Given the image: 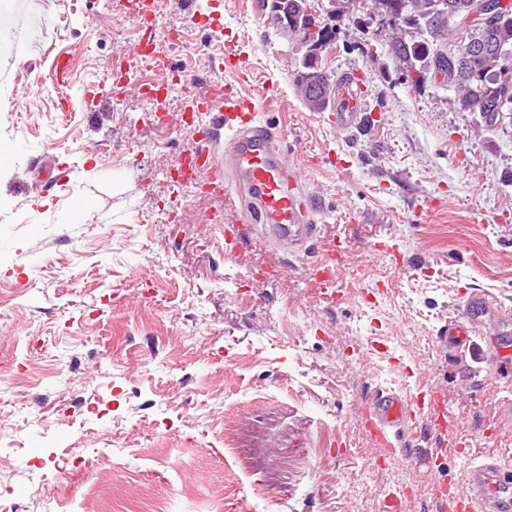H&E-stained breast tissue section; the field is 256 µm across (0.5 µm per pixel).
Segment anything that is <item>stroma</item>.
I'll list each match as a JSON object with an SVG mask.
<instances>
[{"label": "stroma", "mask_w": 512, "mask_h": 512, "mask_svg": "<svg viewBox=\"0 0 512 512\" xmlns=\"http://www.w3.org/2000/svg\"><path fill=\"white\" fill-rule=\"evenodd\" d=\"M183 2L154 16L135 0H0L14 16L0 60V493L23 512H379L403 488L405 512H436L423 460L438 437L420 424L405 456H380L365 399L377 385L445 392L454 476L512 455V382L436 340L472 292L512 310V120L459 111L443 76L401 81L362 0L321 54L364 90V124L336 130L297 94L298 56L258 0ZM210 12L221 28L199 23ZM150 43L195 70L199 99L217 83L254 97L276 85L267 118L319 157L299 171L323 207L306 253L250 224L225 245L212 217L231 201L178 181L193 130ZM229 43L250 82L225 73ZM59 52L73 64L61 88ZM164 83L160 128L149 91ZM338 236L350 276L332 306L303 269ZM271 418L268 465L250 467L236 438ZM70 452L85 467L58 474Z\"/></svg>", "instance_id": "stroma-1"}]
</instances>
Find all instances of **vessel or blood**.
Listing matches in <instances>:
<instances>
[{"label": "vessel or blood", "instance_id": "1", "mask_svg": "<svg viewBox=\"0 0 512 512\" xmlns=\"http://www.w3.org/2000/svg\"><path fill=\"white\" fill-rule=\"evenodd\" d=\"M362 89L348 74H341L332 101V122L337 129L358 128L362 117ZM223 114L204 124L209 106L193 102L191 124L201 138H209L212 127L224 130V150L215 152L196 147L186 149L191 169L202 174L209 190L235 197L237 214L225 226L233 237L237 225L257 224L262 235L289 252L308 249L320 233L319 211L298 180L297 165L287 155L286 133L263 120L262 108L253 98L222 93ZM345 242L323 248L320 258L307 267L306 274L324 283L326 300L336 304L341 296L336 280L341 273L340 255ZM496 304L486 295L469 296L461 312L449 316L439 328V341L467 347L477 356L474 340L477 318ZM439 392L428 390L413 397L378 387L366 401V423L378 446L394 452L397 437L410 423L428 417L439 437H447L455 420L442 407ZM439 496L445 512H512V461L502 457L468 462L462 481L442 479Z\"/></svg>", "mask_w": 512, "mask_h": 512}]
</instances>
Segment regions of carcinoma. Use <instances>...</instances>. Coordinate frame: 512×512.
<instances>
[{
    "label": "carcinoma",
    "mask_w": 512,
    "mask_h": 512,
    "mask_svg": "<svg viewBox=\"0 0 512 512\" xmlns=\"http://www.w3.org/2000/svg\"><path fill=\"white\" fill-rule=\"evenodd\" d=\"M262 10L279 11L288 21L308 18V0H260ZM399 22L391 27L390 47L395 54L403 79L419 73L415 85L423 84L428 74H442L453 86L455 106L462 112L487 113L494 108L512 112V4L502 8L489 27L474 31L468 40L485 42L494 47L486 54L459 53L449 55L446 37L457 35L448 6L468 0H405ZM314 68L306 64L295 78V88L310 104L316 87H303L304 71Z\"/></svg>",
    "instance_id": "1"
}]
</instances>
